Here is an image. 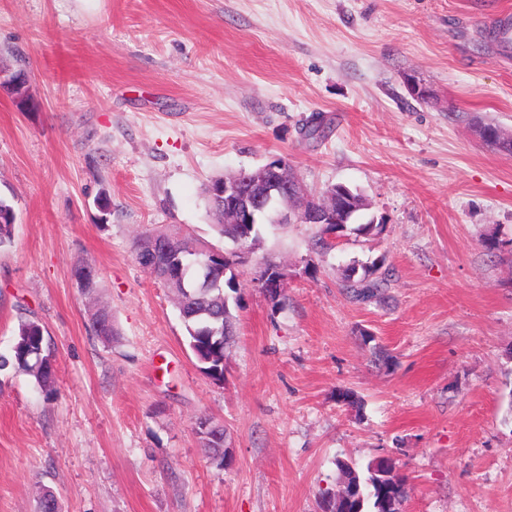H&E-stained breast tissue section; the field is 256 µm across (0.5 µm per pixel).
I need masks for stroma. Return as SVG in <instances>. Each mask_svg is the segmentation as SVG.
Segmentation results:
<instances>
[{
    "mask_svg": "<svg viewBox=\"0 0 512 512\" xmlns=\"http://www.w3.org/2000/svg\"><path fill=\"white\" fill-rule=\"evenodd\" d=\"M508 5L0 0V59L34 100L0 91V198L17 215L0 355L38 319L56 389L0 372V512H37L44 489L61 512H320L337 461L383 456L407 478L403 512H512V155L475 133L512 132V50L489 26ZM313 122L326 138L306 137ZM276 158L308 191L362 193L356 221L377 229L317 253L320 225L262 226L218 383L135 243L179 224L231 249L208 185ZM372 261L390 285L354 300L342 282ZM269 262L277 307L254 285ZM80 263L112 343L89 327ZM203 418L224 426L226 462L201 447Z\"/></svg>",
    "mask_w": 512,
    "mask_h": 512,
    "instance_id": "35a3bbf8",
    "label": "stroma"
}]
</instances>
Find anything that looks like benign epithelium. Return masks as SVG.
Here are the masks:
<instances>
[{"label": "benign epithelium", "instance_id": "benign-epithelium-1", "mask_svg": "<svg viewBox=\"0 0 512 512\" xmlns=\"http://www.w3.org/2000/svg\"><path fill=\"white\" fill-rule=\"evenodd\" d=\"M5 70L0 68V87L5 88L22 105L29 102V85L25 72L16 71L3 80ZM347 191L343 184L331 185L322 194L312 195L304 188L300 177L286 162L273 160L252 171L247 178L240 175L224 178L213 188L215 198L224 206V223L238 225V238L231 269L245 263L252 254V228L261 220L270 224H340V215L357 209L358 199L351 198L352 206H344L337 192ZM177 234L150 237V245L166 259V288L183 284L184 266L179 262V252L171 247ZM255 284L268 299L278 301L283 288V273L274 266L261 267Z\"/></svg>", "mask_w": 512, "mask_h": 512}]
</instances>
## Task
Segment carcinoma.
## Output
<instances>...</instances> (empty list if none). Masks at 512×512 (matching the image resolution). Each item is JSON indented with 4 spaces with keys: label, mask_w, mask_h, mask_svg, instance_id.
<instances>
[{
    "label": "carcinoma",
    "mask_w": 512,
    "mask_h": 512,
    "mask_svg": "<svg viewBox=\"0 0 512 512\" xmlns=\"http://www.w3.org/2000/svg\"><path fill=\"white\" fill-rule=\"evenodd\" d=\"M195 243L185 235L182 258L186 270L187 292L176 303L185 329L186 342L195 356L205 362L199 369L214 381L224 380V349L236 332L235 307L238 306L237 284L234 274L224 275V263L219 261L208 267L210 282L196 277L202 256L191 251ZM377 263L363 269V276L347 280L345 291L359 301L377 297L387 287L386 280L370 277ZM92 331L106 342L118 335L112 323V314L103 305L90 313ZM52 352L46 338L44 326L36 319H23L18 323L10 357L0 356V370L10 366L34 378L45 393L53 394L54 369L47 360ZM203 448L214 459H224V427L215 424L211 437L203 441ZM339 470L349 477V486L359 491L355 502L358 512H397L406 491V477L399 474V463L395 459L382 457L367 466L368 476H362L356 468L343 461H336Z\"/></svg>",
    "instance_id": "cac0c4a2"
}]
</instances>
